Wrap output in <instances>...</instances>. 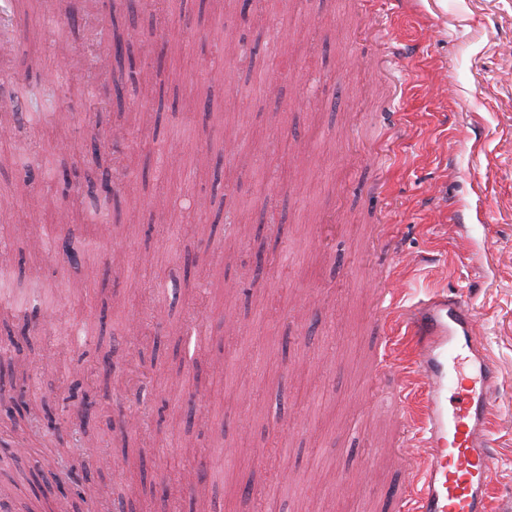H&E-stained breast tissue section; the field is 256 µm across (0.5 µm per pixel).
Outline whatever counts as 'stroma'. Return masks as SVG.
I'll return each mask as SVG.
<instances>
[{"label":"stroma","instance_id":"obj_1","mask_svg":"<svg viewBox=\"0 0 512 512\" xmlns=\"http://www.w3.org/2000/svg\"><path fill=\"white\" fill-rule=\"evenodd\" d=\"M129 2L15 0L0 65V108L21 115L0 141V264L54 294L59 321L32 334L28 397L57 417L73 387L148 416L147 432L123 436L113 414L90 413L87 436L112 460L92 484L123 505L140 465L168 482L192 454L176 512H197L202 490L217 512H392L406 464L399 418L374 409L386 387L369 380L382 356L377 302L440 290L475 308L500 372L493 486L512 494V0H407L396 14L367 0H260L246 18L240 0L216 16L183 0L164 55L147 62L203 117L186 126L164 113L160 154L129 150L132 165L178 189L180 206L160 208L136 181L117 198L119 222L97 228L89 193L27 181L8 160L43 139L56 169L107 165L93 153L87 96L112 88L81 78L83 22L95 19L106 42L134 26L154 43L150 13ZM383 34L406 50L401 65L380 55ZM27 86L54 88L66 120H28ZM389 110L399 124L375 138ZM452 204L463 223H452ZM61 215L74 239L97 244L82 271L45 260ZM386 224L400 231L395 257ZM261 245L292 252L277 276L255 278ZM198 296L206 355L194 364L174 328ZM153 302L165 309L156 339L127 344V323ZM106 361V393L88 391L85 368ZM136 368L147 379L130 377ZM13 425L0 414V431ZM14 426L29 447L0 450V496L14 512H43L25 476L45 441ZM248 482L266 489L262 508L236 494Z\"/></svg>","mask_w":512,"mask_h":512}]
</instances>
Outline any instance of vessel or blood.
<instances>
[{"label":"vessel or blood","mask_w":512,"mask_h":512,"mask_svg":"<svg viewBox=\"0 0 512 512\" xmlns=\"http://www.w3.org/2000/svg\"><path fill=\"white\" fill-rule=\"evenodd\" d=\"M385 324H402L413 342L410 366L383 364L377 377H390L380 409L407 417L410 375L424 385L422 435L403 434L400 446L410 460V484L396 512H512V497L490 506L488 493L498 453L491 431L499 385L495 362L481 336L475 309L462 296L435 295L418 304L382 307ZM468 353L479 373L478 386L457 402L448 392L462 386L449 362Z\"/></svg>","instance_id":"obj_1"}]
</instances>
